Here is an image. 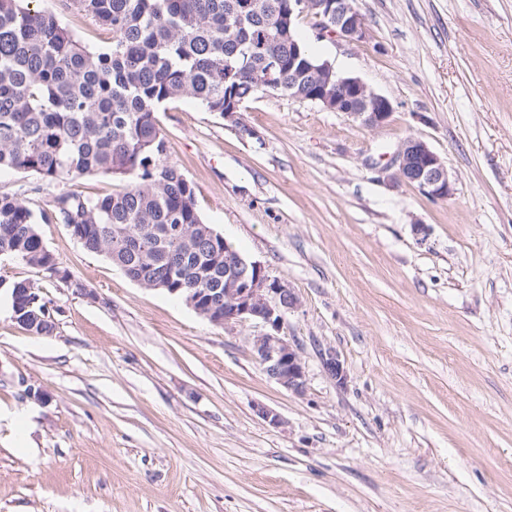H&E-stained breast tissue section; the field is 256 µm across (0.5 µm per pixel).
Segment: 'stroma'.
<instances>
[{
  "mask_svg": "<svg viewBox=\"0 0 512 512\" xmlns=\"http://www.w3.org/2000/svg\"><path fill=\"white\" fill-rule=\"evenodd\" d=\"M37 5L111 49L92 16ZM355 5L362 41L297 27L391 101L383 127L268 92L236 125L190 98L156 113L203 221L298 295L283 334L306 392L264 372L253 323L212 325L65 225H38L87 293L0 257V512H512V0ZM411 137L443 160L451 198L387 179ZM123 185L0 172V194L36 212ZM20 281L52 335L15 320Z\"/></svg>",
  "mask_w": 512,
  "mask_h": 512,
  "instance_id": "obj_1",
  "label": "stroma"
}]
</instances>
